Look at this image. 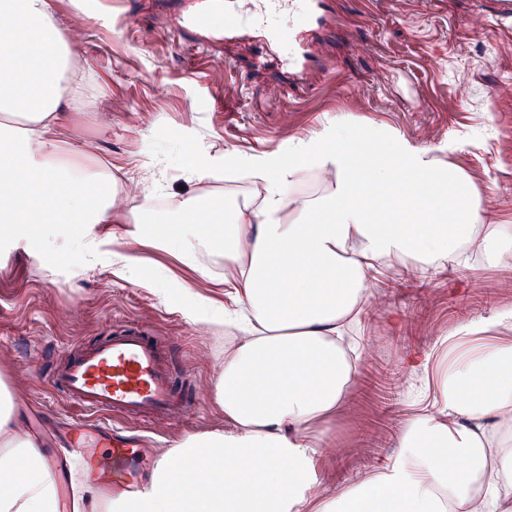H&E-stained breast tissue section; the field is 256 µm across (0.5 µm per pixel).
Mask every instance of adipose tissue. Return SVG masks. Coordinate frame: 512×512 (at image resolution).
Wrapping results in <instances>:
<instances>
[{"mask_svg":"<svg viewBox=\"0 0 512 512\" xmlns=\"http://www.w3.org/2000/svg\"><path fill=\"white\" fill-rule=\"evenodd\" d=\"M54 0H0V255L25 251L53 277L97 269L135 280L185 320L232 337L211 397L230 427L183 438L143 488L97 497L72 479L74 512H512V309L462 320L449 344L474 350L448 366L443 401L406 417L398 453L321 494L316 462L347 406L367 350L345 337L373 311L376 275L421 281L447 265L512 260V224L481 187L395 130L340 113L273 150L242 154L186 138L194 188L167 210L162 169L112 172L95 143L63 138L94 119L88 71ZM253 187L231 208L199 194L225 168ZM224 287L216 303L171 271L141 276L144 250ZM57 482L22 435L0 382V512H56Z\"/></svg>","mask_w":512,"mask_h":512,"instance_id":"obj_1","label":"adipose tissue"}]
</instances>
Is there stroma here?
Listing matches in <instances>:
<instances>
[{
	"mask_svg": "<svg viewBox=\"0 0 512 512\" xmlns=\"http://www.w3.org/2000/svg\"><path fill=\"white\" fill-rule=\"evenodd\" d=\"M80 46L96 122L74 121L78 136L99 143L113 168L136 171L165 158L174 193L187 188L179 158L181 129L227 151L261 153L347 112L399 130L412 142L462 141L450 160L486 187L499 221L512 224V27L492 0H329L331 20L310 33V62L294 84L281 58L245 38L200 48L177 29L173 10L195 0H124L101 16L99 0ZM378 310L364 325L369 363L346 409L331 425L332 452L319 462L326 490L356 478L372 461L395 456L405 416L440 400L448 368L441 336L452 324L512 307V264L446 268L435 278H383ZM399 321H391V313ZM143 321L171 337L179 380L196 388L194 412L159 429V452L182 438L227 429L211 403L224 362L225 334L191 325L136 284L98 270L54 280L29 254L0 260V379L43 399L37 380L52 363L48 346L92 343L112 321ZM433 355L430 376L411 373L401 356Z\"/></svg>",
	"mask_w": 512,
	"mask_h": 512,
	"instance_id": "obj_1",
	"label": "stroma"
}]
</instances>
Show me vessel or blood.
Instances as JSON below:
<instances>
[{
    "instance_id": "obj_1",
    "label": "vessel or blood",
    "mask_w": 512,
    "mask_h": 512,
    "mask_svg": "<svg viewBox=\"0 0 512 512\" xmlns=\"http://www.w3.org/2000/svg\"><path fill=\"white\" fill-rule=\"evenodd\" d=\"M235 2L224 12L223 31L228 35L270 31L276 17L289 11L295 22L274 41L292 64H299L301 37L314 20L316 0ZM170 344L150 325L115 324L63 361L48 383L52 396L64 397L84 411V420L68 427L67 443L72 456L113 493L138 487V465L152 459L146 431L160 422L182 420L195 405L194 397L178 384Z\"/></svg>"
}]
</instances>
